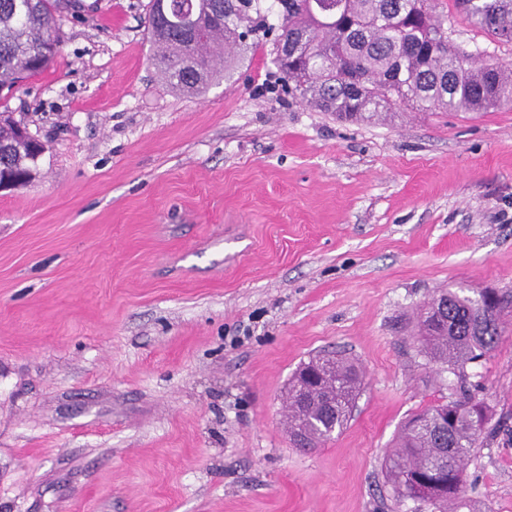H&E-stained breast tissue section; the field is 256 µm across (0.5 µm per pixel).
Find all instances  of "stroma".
<instances>
[{
    "mask_svg": "<svg viewBox=\"0 0 512 512\" xmlns=\"http://www.w3.org/2000/svg\"><path fill=\"white\" fill-rule=\"evenodd\" d=\"M80 2L52 68L0 100L47 147L0 190V512H433L395 501L384 456L463 389L495 430L464 496L512 512V105L341 121L288 94L268 43L185 95L151 64V0ZM444 289L507 300L460 372L419 331ZM323 351L364 384L303 451L282 404Z\"/></svg>",
    "mask_w": 512,
    "mask_h": 512,
    "instance_id": "stroma-1",
    "label": "stroma"
}]
</instances>
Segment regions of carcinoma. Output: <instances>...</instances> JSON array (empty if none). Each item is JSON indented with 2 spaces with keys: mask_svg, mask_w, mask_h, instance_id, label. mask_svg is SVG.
I'll list each match as a JSON object with an SVG mask.
<instances>
[{
  "mask_svg": "<svg viewBox=\"0 0 512 512\" xmlns=\"http://www.w3.org/2000/svg\"><path fill=\"white\" fill-rule=\"evenodd\" d=\"M488 36L512 43V0H455ZM76 0H0V92L48 71L60 52L56 35ZM151 61L165 82L198 94L222 80L235 57L275 34L273 62L290 91L322 112L359 121L401 106L485 112L512 102V68L476 64L454 45L435 0H152ZM224 60V68L216 67ZM0 111V183L21 186L45 153ZM445 291L432 298L445 310L425 312L422 333L436 362H473L501 338L502 299L485 301ZM328 368L319 386L304 378L288 386V435L306 450L343 428L362 386L358 366L339 354L316 355L307 368ZM489 418L467 391L414 414L385 460L396 500H422L434 512L469 508L463 472Z\"/></svg>",
  "mask_w": 512,
  "mask_h": 512,
  "instance_id": "1",
  "label": "carcinoma"
}]
</instances>
